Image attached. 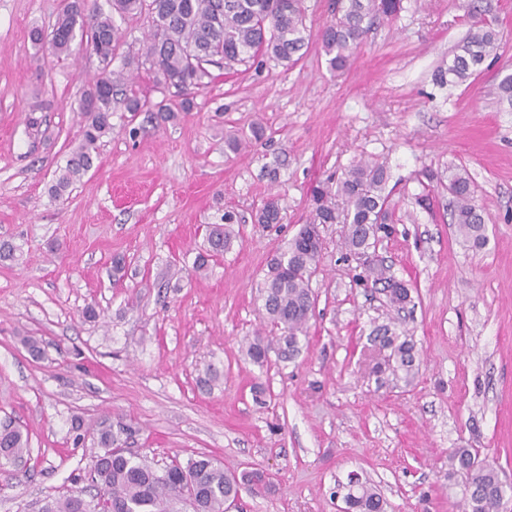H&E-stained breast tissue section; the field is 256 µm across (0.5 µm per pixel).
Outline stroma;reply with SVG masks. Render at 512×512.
<instances>
[{
	"label": "stroma",
	"instance_id": "35a3bbf8",
	"mask_svg": "<svg viewBox=\"0 0 512 512\" xmlns=\"http://www.w3.org/2000/svg\"><path fill=\"white\" fill-rule=\"evenodd\" d=\"M332 2L306 0L309 46L292 68L213 69L196 108L165 124L113 103L94 168L59 202L49 188L81 140L78 100L99 64L35 52L31 28L51 26L62 0H0V240L18 248L0 262V422L30 443L25 466L0 471V512L93 493L102 420L131 424L129 448L160 467L206 453L266 469L272 490L242 489L240 512H342L352 471L388 512H461L453 448L478 449L512 484V111L497 102L512 0H494L505 37L493 66L445 88L433 78L469 28L462 0H402L339 73L320 41ZM256 124L261 140L226 151ZM361 160L390 173L393 224L369 258L410 290L397 315L419 353L408 380L375 370L389 355L371 341L386 298L362 281L345 225L321 227L299 353L281 360L265 328L268 262L309 218L316 181ZM454 166L483 209V248L457 235L451 196L427 178ZM273 195L282 221L266 228L254 216ZM227 210L237 240L195 275L205 227ZM259 331L261 366L246 353ZM209 370L217 382L200 386Z\"/></svg>",
	"mask_w": 512,
	"mask_h": 512
}]
</instances>
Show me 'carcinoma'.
<instances>
[{"mask_svg": "<svg viewBox=\"0 0 512 512\" xmlns=\"http://www.w3.org/2000/svg\"><path fill=\"white\" fill-rule=\"evenodd\" d=\"M401 9V0H335L334 19L321 32L322 50L329 69L342 71L350 65L354 50L375 21L391 17ZM465 10L471 27L458 44L448 67L439 68L434 81L439 86L463 84L480 76L489 65L488 59L498 54L503 35L495 25L493 0H466ZM112 12L145 13L152 30L144 49L125 55L124 67L111 68L125 40L112 16L87 9V0H64L55 23L56 39L45 44L40 29L30 31L35 49L59 58L71 54L74 42L97 58L99 73L87 85L79 99L78 111L84 115L82 139L70 153L59 176L49 189L59 201L74 182L94 167L103 137L112 132V100L124 93L125 110L131 115L155 112L164 123L176 118L170 106L162 101L150 106L133 88L134 77L127 71L143 70L156 83L176 89L181 96L180 111L196 107V93L213 80L211 66L231 68L246 65L260 57L272 58L292 66L308 47L304 0H112ZM389 176L384 166L366 162L352 165L340 178L337 189L321 182L312 190L314 210L309 223L288 242L280 256L272 259L260 285L267 323L279 332V351L291 359L299 351L301 337L308 335L309 320L316 304L311 288L320 251L310 243L311 224H345V247L364 259L367 276L382 285L390 307L401 310L410 302L409 289L386 275L384 266L368 259V249L378 230L390 221L387 191ZM448 192L453 198L451 223L457 234L474 248L486 241V226L471 189V178L464 169L448 171ZM342 197L344 207L336 198ZM260 224L281 221L279 199H267L256 215ZM234 216L226 212L220 222L206 229V250L196 256L193 270L203 273L209 261L232 249L234 237L227 225ZM391 349L386 365L392 371L414 374V344L399 340L385 327L374 337ZM268 345L256 336L249 343L247 355L259 366L267 362ZM134 432L129 425L112 429L99 424L98 444L102 451L92 460V480L101 486L102 494L86 498L68 493L49 498L41 512H178L175 505L187 502L192 512H228L244 484L252 483L249 473L237 475L207 454H200L186 465L172 464L158 468L144 457L125 448ZM28 437L16 427H0V461L16 463L29 455ZM448 466L464 478L463 512H502L505 484L498 469L480 461L468 448H457L448 454ZM344 494L348 512H387L384 496L358 476L347 479Z\"/></svg>", "mask_w": 512, "mask_h": 512, "instance_id": "obj_1", "label": "carcinoma"}]
</instances>
